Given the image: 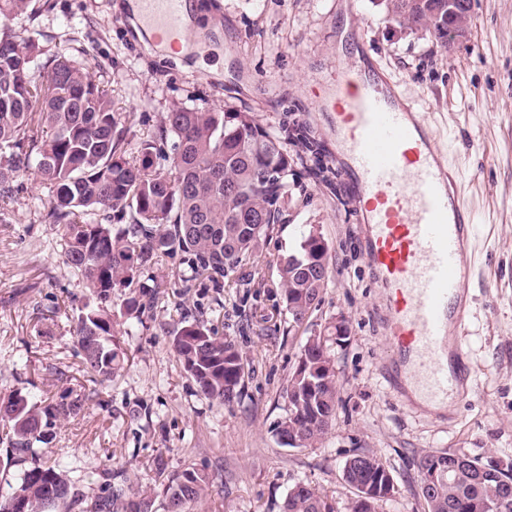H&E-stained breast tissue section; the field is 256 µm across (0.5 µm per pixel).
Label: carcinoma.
<instances>
[{
    "instance_id": "cac0c4a2",
    "label": "carcinoma",
    "mask_w": 512,
    "mask_h": 512,
    "mask_svg": "<svg viewBox=\"0 0 512 512\" xmlns=\"http://www.w3.org/2000/svg\"><path fill=\"white\" fill-rule=\"evenodd\" d=\"M387 15L411 31H423L448 45V0H381ZM30 0H0V198L13 197L19 178L35 173L50 193L46 218L62 228L65 264L81 275L95 302L77 315L75 335L86 373L110 381L125 362L112 318L105 307L112 289L136 287L127 300L130 312L152 304L157 284L144 271L163 255L179 256V279L219 286L230 278L259 242L285 222L288 178L301 173L329 186L318 156L323 149L307 127L280 131L262 126L253 113L173 106L157 133L141 140L137 155L128 153L126 118L113 110L112 98L90 74L89 66L65 56H46L35 41L12 30L27 15ZM170 157L176 171L168 176L157 160ZM302 167L297 172L296 166ZM128 217L118 231L97 216ZM323 237L314 227L299 230L296 245L277 260L279 287L292 321L301 325L322 300L327 278L322 265ZM348 336L337 340L310 337L303 352L306 368L293 372L283 390L288 404L277 434L294 447L318 443L336 418L338 390L335 354ZM173 351L207 398L231 402L242 389L244 368L236 344L200 322L175 331ZM84 396L32 402L0 397V412L10 421L7 461L24 469L0 500V512H154L155 490L165 497V512L187 506L213 487L209 474L187 467L166 474L160 459L153 487L132 491L119 483L84 497L79 479L65 460L48 449L57 420L74 417ZM452 451L440 450L417 462L419 477L436 472L432 494L423 496L428 512H512V465L472 458L448 474ZM345 481L360 497L351 512H377L395 492L384 461L357 453ZM282 512H334L324 496L307 483L288 492Z\"/></svg>"
}]
</instances>
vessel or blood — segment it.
<instances>
[{
    "label": "vessel or blood",
    "instance_id": "b4317fda",
    "mask_svg": "<svg viewBox=\"0 0 512 512\" xmlns=\"http://www.w3.org/2000/svg\"><path fill=\"white\" fill-rule=\"evenodd\" d=\"M142 3L155 38L181 33L187 0ZM318 103L336 134L347 195L361 206L366 260L391 295L389 341L416 368L421 390L447 401L469 383L463 358H448L466 331L471 272V217L456 176L424 113L365 80L359 64L337 66Z\"/></svg>",
    "mask_w": 512,
    "mask_h": 512
}]
</instances>
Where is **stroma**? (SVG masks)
<instances>
[{
	"instance_id": "obj_1",
	"label": "stroma",
	"mask_w": 512,
	"mask_h": 512,
	"mask_svg": "<svg viewBox=\"0 0 512 512\" xmlns=\"http://www.w3.org/2000/svg\"><path fill=\"white\" fill-rule=\"evenodd\" d=\"M192 3L182 56L147 49L127 0H32L20 31L48 53L89 64L114 111L129 117L130 144L156 132L173 106L227 105L271 130L307 126L334 167L336 137L316 96L345 57L339 34L351 21L362 56L401 102L426 114L463 186L474 236L460 343L475 392L439 412L392 388L401 369L384 327L388 297L366 262L356 208L342 181L305 179L288 184L287 223L222 287L180 288L177 259L161 257L148 270L159 285L152 309L127 314L129 289H113L108 311L127 360L111 381H96L74 333L90 293L63 260L61 227L45 218L47 188L29 175L14 198L0 199V395L85 396L81 412L58 423L53 446L90 497L113 472L132 488L148 485L160 456L168 474L192 466L212 477V493L190 512H281L299 482L350 512L344 464L369 452L395 485L378 512H425L421 455L450 449L512 461V0H475L468 34L448 47L400 27L374 0ZM306 225L328 245L329 273L319 306L297 325L274 260ZM339 320L348 341L335 351L336 418L313 447H288L274 431L287 410L282 392L308 338ZM187 321L241 351L245 381L232 403L205 398L175 355L173 331Z\"/></svg>"
}]
</instances>
